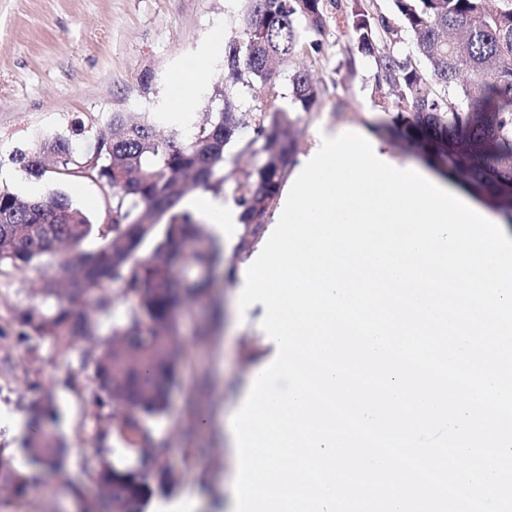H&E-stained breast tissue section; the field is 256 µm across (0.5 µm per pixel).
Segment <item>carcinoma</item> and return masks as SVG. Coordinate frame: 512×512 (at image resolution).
Instances as JSON below:
<instances>
[{
	"mask_svg": "<svg viewBox=\"0 0 512 512\" xmlns=\"http://www.w3.org/2000/svg\"><path fill=\"white\" fill-rule=\"evenodd\" d=\"M391 2L413 35L414 56L400 48L390 18L373 15L366 0H241L236 36L224 54L223 107L207 113L192 135L162 137L152 117L133 121L115 112L83 164L59 136L19 157L38 176L108 186L112 206L100 224L61 191L27 199L0 188V267L57 262V277L44 288L53 306L21 312L20 338L48 340L63 355L76 352L92 369L99 446L88 473L113 512H145L154 495L170 494L179 482L166 465L167 444L152 438L144 419L168 409L187 354L177 341V315L186 302L205 297L221 262L204 225L189 212L170 211L188 183L222 193L226 149L241 155L257 146L262 164L237 180L243 227L235 255L259 240L293 163L300 112L318 96L311 74L296 70L288 81L297 111L283 110L273 65L320 52L333 16L343 18L353 49L374 58L378 91L395 93L391 132L398 141L448 168L512 224V0ZM247 97L260 103V117L243 109ZM130 298L124 319L100 335L96 314ZM26 410L33 426L22 445L27 466L62 468L67 446L55 432L53 398L34 399ZM112 431L137 453L135 467L118 469L105 458ZM28 488L29 477L0 448V492L22 498Z\"/></svg>",
	"mask_w": 512,
	"mask_h": 512,
	"instance_id": "obj_1",
	"label": "carcinoma"
}]
</instances>
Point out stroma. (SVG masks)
<instances>
[{
    "label": "stroma",
    "instance_id": "obj_1",
    "mask_svg": "<svg viewBox=\"0 0 512 512\" xmlns=\"http://www.w3.org/2000/svg\"><path fill=\"white\" fill-rule=\"evenodd\" d=\"M237 6L238 0H0V164L55 135L69 139L75 159L85 161L116 112H160L162 132L191 135L206 113L222 106L224 39L233 33ZM205 48L211 62L200 79L198 54ZM302 67L311 71L319 97L301 115L298 154H307L325 128L359 127L386 140L391 101L380 98L374 63L353 50L343 28H329L319 54L277 67L284 110L296 108L288 74ZM186 87L193 90L189 113L172 111ZM37 184L44 194L62 191L92 219L105 211L100 182L43 176ZM55 267L45 259L23 271H0V422L52 392L69 445L65 472L29 470L27 497L0 494V512H76L71 483L88 502L98 496L86 474L96 433L87 374L76 355H60L46 342H21L15 320L18 311L42 305L39 289ZM235 286V279L215 275L210 297L181 312L179 334L189 356L166 414L147 422L168 443L166 463L180 483L171 495L153 498L146 512L196 501L200 512H226L221 423L258 351L253 322L229 320ZM72 374L79 380L74 389L65 383Z\"/></svg>",
    "mask_w": 512,
    "mask_h": 512
}]
</instances>
